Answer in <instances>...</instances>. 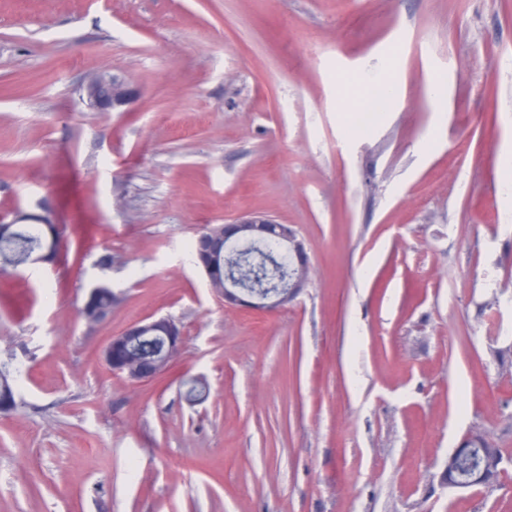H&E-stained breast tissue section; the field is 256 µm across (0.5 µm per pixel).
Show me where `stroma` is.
Listing matches in <instances>:
<instances>
[{
  "instance_id": "stroma-1",
  "label": "stroma",
  "mask_w": 512,
  "mask_h": 512,
  "mask_svg": "<svg viewBox=\"0 0 512 512\" xmlns=\"http://www.w3.org/2000/svg\"><path fill=\"white\" fill-rule=\"evenodd\" d=\"M249 212L311 266L273 311L188 257ZM1 220L63 247L0 276V512H512V474L440 481L470 433L512 453V0H0ZM160 315L166 371L113 374ZM85 93L88 105L96 112H119L136 96V90L125 77L107 68L93 74ZM99 299L97 298V292L95 288H92L87 296L83 305V311H88L86 313H82L87 322L91 324H96L102 321V318L112 313V306L115 303L116 297L112 292V287L106 283H99ZM98 303L97 309L96 305ZM151 334H159L166 338L170 352L178 353L182 343L181 330L179 326L169 317L146 318L127 325V327L116 336L112 337L103 351L105 364H112V372L116 375H123L125 356L133 343ZM168 357V348L164 340L149 337L139 345L128 351V363L132 372L136 367L148 358L164 361ZM109 366V365H108ZM163 372V366L159 361H146L139 369L133 371L136 381L152 379ZM21 403L17 399L15 380L12 379L10 371L4 367L0 369V413L16 412Z\"/></svg>"
}]
</instances>
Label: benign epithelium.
<instances>
[{
	"mask_svg": "<svg viewBox=\"0 0 512 512\" xmlns=\"http://www.w3.org/2000/svg\"><path fill=\"white\" fill-rule=\"evenodd\" d=\"M88 105L98 112H118L136 96V90L129 81L112 70L104 68L97 71L85 87ZM241 242L260 243L274 246L272 257L289 263V271L277 283L278 292L264 294L252 293L239 282L236 268L224 265V287H214L217 264L227 257L232 248ZM197 261L202 268L209 287L222 301L224 306H247L260 310H273L292 300L299 291L309 284V264L304 245L297 239L296 232L289 224H282L263 214L240 216L235 220L216 224L203 229L198 234ZM159 334L166 338L170 352L180 350L182 337L179 326L169 317L146 318L133 322L119 334L112 337V344L103 351L105 363L112 364V372L124 374L125 356L131 345L145 336ZM163 372L158 361H146L133 371L138 381L152 379ZM467 437L461 446L448 456L443 475L444 484L449 488L465 489L471 487H489L498 483L505 461L497 449H482L483 463L466 480L455 477L459 459L469 451Z\"/></svg>",
	"mask_w": 512,
	"mask_h": 512,
	"instance_id": "7a95c632",
	"label": "benign epithelium"
}]
</instances>
